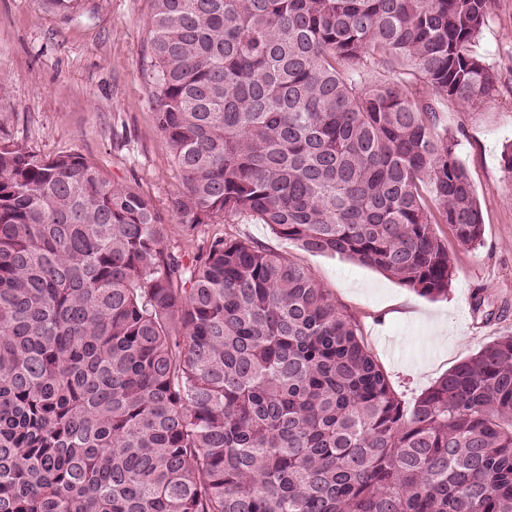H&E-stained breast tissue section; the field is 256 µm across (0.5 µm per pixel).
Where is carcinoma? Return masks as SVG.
Segmentation results:
<instances>
[{
  "label": "carcinoma",
  "instance_id": "cac0c4a2",
  "mask_svg": "<svg viewBox=\"0 0 512 512\" xmlns=\"http://www.w3.org/2000/svg\"><path fill=\"white\" fill-rule=\"evenodd\" d=\"M183 231L266 224L420 295L483 214L418 76L469 106L494 0H153ZM390 78L374 82L370 64ZM0 512H512V335L408 407L303 267L75 153L0 142Z\"/></svg>",
  "mask_w": 512,
  "mask_h": 512
}]
</instances>
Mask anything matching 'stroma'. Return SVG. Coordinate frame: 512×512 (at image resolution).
Masks as SVG:
<instances>
[{
	"mask_svg": "<svg viewBox=\"0 0 512 512\" xmlns=\"http://www.w3.org/2000/svg\"><path fill=\"white\" fill-rule=\"evenodd\" d=\"M152 11L153 0H75L65 14L47 0H0V141L52 156L79 154L105 180L137 188L179 253L193 255L217 233L304 267L357 321L365 347L406 404L482 346L512 333V172L502 159L512 144V0H495L472 46L498 77L488 103L468 106L436 95L425 82L416 85L454 140L484 218L474 247L437 226L452 277L447 295L435 299L375 268L308 252L265 224H204L184 235L171 209L179 176L148 103ZM478 295L484 305L476 313Z\"/></svg>",
	"mask_w": 512,
	"mask_h": 512,
	"instance_id": "35a3bbf8",
	"label": "stroma"
}]
</instances>
